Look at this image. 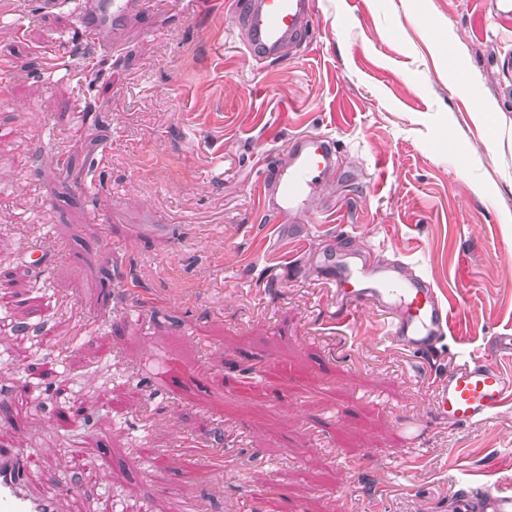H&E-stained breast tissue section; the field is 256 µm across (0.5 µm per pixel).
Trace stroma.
I'll use <instances>...</instances> for the list:
<instances>
[{
    "mask_svg": "<svg viewBox=\"0 0 512 512\" xmlns=\"http://www.w3.org/2000/svg\"><path fill=\"white\" fill-rule=\"evenodd\" d=\"M233 2L195 17L173 0L107 32L106 60L76 0L0 21L20 62L0 79L17 299L0 308V443L32 453L58 512H171L204 464L183 439L217 429L234 464L195 484L200 512H451L456 483H512V402L469 426L433 409L444 373L512 333V20L487 0H312L311 39L256 61ZM50 50L75 74H33ZM305 132L333 138L346 171L290 236L258 176ZM342 231L450 303L432 362L383 339L385 314L342 312L315 257ZM30 245L48 267L27 265ZM154 355L188 376L156 386Z\"/></svg>",
    "mask_w": 512,
    "mask_h": 512,
    "instance_id": "35a3bbf8",
    "label": "stroma"
}]
</instances>
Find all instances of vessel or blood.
Here are the masks:
<instances>
[{"label": "vessel or blood", "mask_w": 512, "mask_h": 512, "mask_svg": "<svg viewBox=\"0 0 512 512\" xmlns=\"http://www.w3.org/2000/svg\"><path fill=\"white\" fill-rule=\"evenodd\" d=\"M235 8L245 48L260 61L282 58L312 26V0H236ZM148 10V0H78V25L91 38ZM337 172V150L330 137L296 135L286 159L262 173V206L277 217L304 213ZM334 267L336 296L351 312L370 307L389 312L388 341L418 357H434L449 330V308L425 277L404 276L399 264L375 265L369 253L346 249L339 251ZM502 355H512V333L493 337L491 355L472 359L440 380L434 390L437 416L452 425H473L491 419L512 400V374L495 362ZM30 462L26 449L0 447V512H57L53 495L27 486L24 475ZM451 504L454 512H512V489L458 484Z\"/></svg>", "instance_id": "1"}]
</instances>
